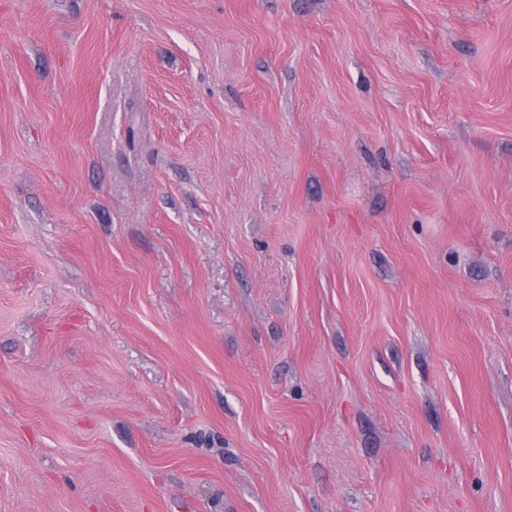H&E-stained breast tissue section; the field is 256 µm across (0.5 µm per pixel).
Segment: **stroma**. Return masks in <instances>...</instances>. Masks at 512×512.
Listing matches in <instances>:
<instances>
[{
	"label": "stroma",
	"instance_id": "35a3bbf8",
	"mask_svg": "<svg viewBox=\"0 0 512 512\" xmlns=\"http://www.w3.org/2000/svg\"><path fill=\"white\" fill-rule=\"evenodd\" d=\"M0 512H512V0H0Z\"/></svg>",
	"mask_w": 512,
	"mask_h": 512
}]
</instances>
